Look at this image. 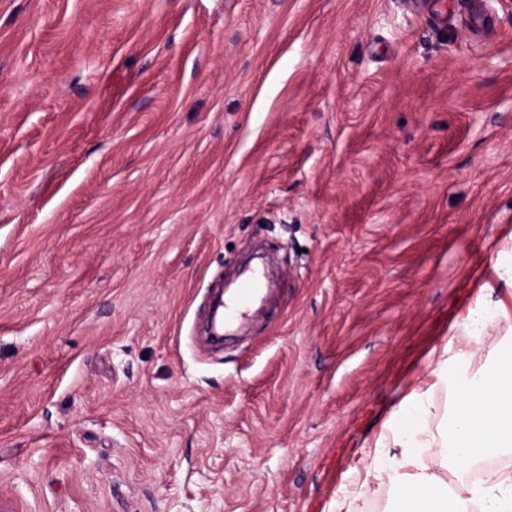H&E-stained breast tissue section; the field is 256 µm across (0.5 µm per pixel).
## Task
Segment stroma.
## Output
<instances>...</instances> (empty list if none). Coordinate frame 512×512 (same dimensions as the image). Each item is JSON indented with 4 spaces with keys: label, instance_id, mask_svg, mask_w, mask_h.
Instances as JSON below:
<instances>
[{
    "label": "stroma",
    "instance_id": "35a3bbf8",
    "mask_svg": "<svg viewBox=\"0 0 512 512\" xmlns=\"http://www.w3.org/2000/svg\"><path fill=\"white\" fill-rule=\"evenodd\" d=\"M472 2L0 0V512H330L512 232ZM263 289L262 279L258 277H250L241 287L240 292L235 298L234 303L230 306H225V320L233 318L234 314L238 312L239 307H243L254 299Z\"/></svg>",
    "mask_w": 512,
    "mask_h": 512
}]
</instances>
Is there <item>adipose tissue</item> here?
<instances>
[{
	"label": "adipose tissue",
	"instance_id": "adipose-tissue-1",
	"mask_svg": "<svg viewBox=\"0 0 512 512\" xmlns=\"http://www.w3.org/2000/svg\"><path fill=\"white\" fill-rule=\"evenodd\" d=\"M494 277L429 354L435 386L448 387L454 405L441 407L432 388L405 397L372 445V464L358 461L345 473L354 495L384 485L391 512H512V468L462 479L482 459L512 455V343L490 340L488 333L502 323L512 335V305L492 297L495 283L512 287V248L499 251ZM483 353L493 367L473 369V359ZM433 420L439 423L434 431Z\"/></svg>",
	"mask_w": 512,
	"mask_h": 512
}]
</instances>
